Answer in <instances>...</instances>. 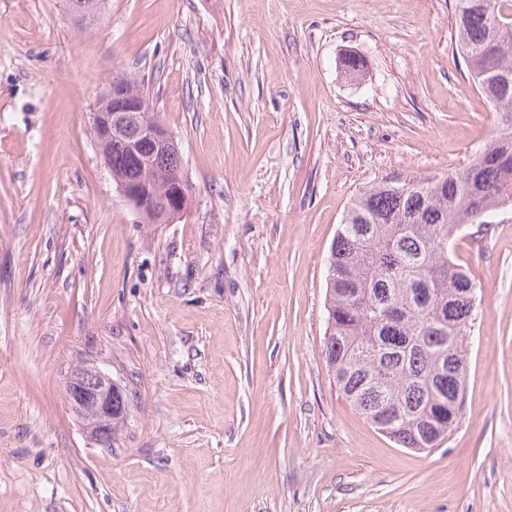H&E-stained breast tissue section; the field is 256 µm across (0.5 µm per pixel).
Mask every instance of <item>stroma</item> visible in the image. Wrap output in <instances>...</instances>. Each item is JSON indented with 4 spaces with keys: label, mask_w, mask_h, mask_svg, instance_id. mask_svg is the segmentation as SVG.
I'll list each match as a JSON object with an SVG mask.
<instances>
[{
    "label": "stroma",
    "mask_w": 512,
    "mask_h": 512,
    "mask_svg": "<svg viewBox=\"0 0 512 512\" xmlns=\"http://www.w3.org/2000/svg\"><path fill=\"white\" fill-rule=\"evenodd\" d=\"M456 40L455 0H0V512H512V218L456 240L477 290L442 442L400 447L324 354L353 200L494 135ZM123 72L178 144L176 223L96 145ZM88 363L126 398L108 447L67 398Z\"/></svg>",
    "instance_id": "1"
}]
</instances>
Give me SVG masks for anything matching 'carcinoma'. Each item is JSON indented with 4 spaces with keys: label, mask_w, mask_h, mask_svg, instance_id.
<instances>
[{
    "label": "carcinoma",
    "mask_w": 512,
    "mask_h": 512,
    "mask_svg": "<svg viewBox=\"0 0 512 512\" xmlns=\"http://www.w3.org/2000/svg\"><path fill=\"white\" fill-rule=\"evenodd\" d=\"M457 51L469 80L498 115L491 142L462 170L438 179L382 182L346 212L328 258L325 356L336 384L377 429L403 448H433L463 409L466 358L476 282L458 263L454 240L464 227L493 224L512 212V0H456ZM127 95L107 92L98 111L118 103L144 106L141 122L117 147L98 128L94 136L112 181L150 186L158 203L150 224L168 223L171 200L189 206L190 189L176 141L166 147L141 135L158 122L137 80L124 77ZM102 443L112 441L125 412Z\"/></svg>",
    "instance_id": "cac0c4a2"
}]
</instances>
